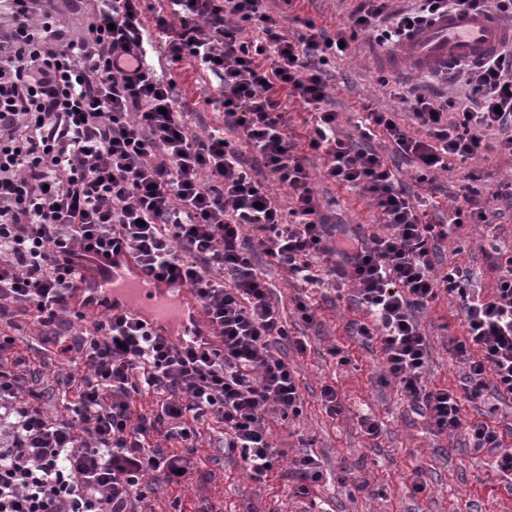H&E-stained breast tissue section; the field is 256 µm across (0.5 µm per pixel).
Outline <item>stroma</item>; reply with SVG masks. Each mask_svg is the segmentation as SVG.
Listing matches in <instances>:
<instances>
[{"mask_svg": "<svg viewBox=\"0 0 512 512\" xmlns=\"http://www.w3.org/2000/svg\"><path fill=\"white\" fill-rule=\"evenodd\" d=\"M358 0H304L301 15L328 31H336L356 8ZM389 48L365 38L350 42L345 54L333 58L329 93L337 111L352 114L372 106L380 111H401V97L421 93L436 100L459 98L465 93L467 71L417 75L409 68L391 69L385 62ZM176 90L199 102L201 121L195 132L223 125V112L206 105V98L220 94L218 80L203 71L177 75ZM322 154L312 155L309 168L319 192L323 212L335 224L348 225L366 233L380 225L379 213L368 205L356 187L333 184L324 176ZM480 171L479 199L489 221L464 227L443 243L436 274L448 263L466 266L471 287L490 296L496 286L497 254L512 251V206L498 197L500 184L512 181V156L485 151L466 162H453L451 171L437 175L435 185H414L418 196H436L438 207L428 215L447 211L464 176ZM263 277L272 289L291 338L304 340L305 352L286 348L289 365L296 371L303 394L298 418L266 419L270 441L280 452V462L269 477L250 478L237 454L225 451L215 422L199 424V452L193 470L183 484L159 482L148 501V512H306L311 500L329 505L333 512H512V489L496 473L489 457L473 450L467 436L436 434L428 417L415 413L400 388L382 379L383 364L376 344L365 341L351 327L366 322L364 312L332 288L307 293L301 283L281 267L260 262ZM310 298L317 306V322L305 325L296 309L297 300ZM430 339V358L425 370L428 385L457 389L462 365L451 341L464 334L462 312L456 297L440 293L436 302L420 316ZM0 336H10L31 366L43 373L44 385L53 390L48 411L61 409L67 391L62 366L45 352L44 344L25 317L14 325L0 326ZM334 386L344 412L329 417L321 404L322 386ZM369 415L380 425L372 438L360 430L359 419ZM311 451L321 461L324 477L312 488V498L295 496L284 472L300 452ZM349 472H342V465ZM421 470L424 492L410 489L413 470ZM367 482L366 490L354 488L355 481Z\"/></svg>", "mask_w": 512, "mask_h": 512, "instance_id": "obj_1", "label": "stroma"}]
</instances>
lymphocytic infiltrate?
<instances>
[{"instance_id": "f902f5d3", "label": "lymphocytic infiltrate", "mask_w": 512, "mask_h": 512, "mask_svg": "<svg viewBox=\"0 0 512 512\" xmlns=\"http://www.w3.org/2000/svg\"><path fill=\"white\" fill-rule=\"evenodd\" d=\"M165 2L149 27L143 0H0V321L28 315L69 364L73 390L62 413L46 416L40 393L11 372L25 357L0 337V512H135L154 492L150 473L186 481L201 421L220 425L252 478L268 477L278 456L265 417L299 416L302 393L273 351L288 328L258 271L262 254L307 284L351 288L368 317L357 333L379 343L384 379L438 433L466 432L512 481L506 434L463 416L464 403L488 393L512 399V256L486 298L459 266L436 276L442 242L488 216L469 196L427 220L424 201L373 147L383 131L420 184L488 149V137L512 153V46L474 69L467 102L404 99L420 137L373 108L358 137L339 136L325 70L358 36L393 44L433 14L486 2L511 19L512 0H419L399 16L385 0H359L336 33L308 20L297 36L267 0ZM63 9L80 17L78 30L56 24ZM158 49L219 80L222 127L192 132L194 103L148 64ZM288 99L306 111L305 143L290 133ZM318 152L329 180L362 190L382 231L352 235L327 222L307 165ZM271 181L287 187L288 206L274 202ZM118 249L147 274L187 285L207 339L165 336L109 310L71 332L85 318L72 302L78 260ZM443 291L458 296L465 325L457 391L424 380L418 315ZM144 396L156 412L133 413Z\"/></svg>"}]
</instances>
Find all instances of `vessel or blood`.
I'll use <instances>...</instances> for the list:
<instances>
[{"mask_svg":"<svg viewBox=\"0 0 512 512\" xmlns=\"http://www.w3.org/2000/svg\"><path fill=\"white\" fill-rule=\"evenodd\" d=\"M512 45V25L495 12L435 14L413 27L391 58L393 66L412 65L425 73L453 71L477 64ZM93 271L81 283L75 300L84 311L133 310L158 332L204 333L205 316L185 286L147 275L125 253L91 258Z\"/></svg>","mask_w":512,"mask_h":512,"instance_id":"1","label":"vessel or blood"}]
</instances>
